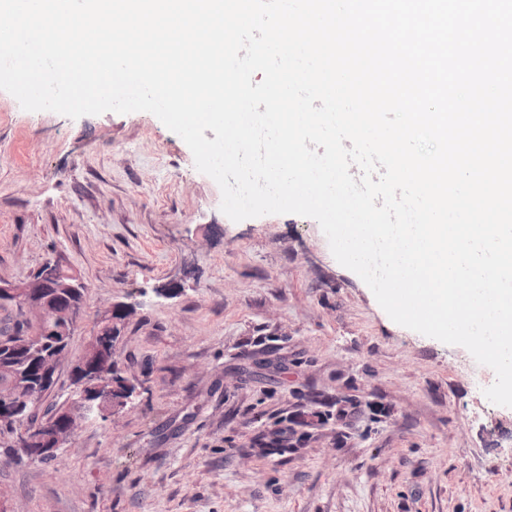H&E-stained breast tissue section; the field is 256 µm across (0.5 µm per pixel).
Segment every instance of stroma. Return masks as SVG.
<instances>
[{
  "label": "stroma",
  "mask_w": 512,
  "mask_h": 512,
  "mask_svg": "<svg viewBox=\"0 0 512 512\" xmlns=\"http://www.w3.org/2000/svg\"><path fill=\"white\" fill-rule=\"evenodd\" d=\"M221 200L151 113L0 90V278L50 261L86 285L74 357L99 312L137 310L132 403L51 463L0 464L5 512H512L494 371L393 322L316 220L235 222Z\"/></svg>",
  "instance_id": "1"
}]
</instances>
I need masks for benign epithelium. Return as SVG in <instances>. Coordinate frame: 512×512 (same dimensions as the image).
<instances>
[{
  "mask_svg": "<svg viewBox=\"0 0 512 512\" xmlns=\"http://www.w3.org/2000/svg\"><path fill=\"white\" fill-rule=\"evenodd\" d=\"M36 287L47 288L49 284L34 276L27 283L0 279V304L21 309L24 319L32 327L45 323L49 317L62 314L70 324V331H75L83 317L84 308L66 307L57 312L45 300L34 298L28 293V289ZM134 313V308L115 303L102 316L110 321L111 328L122 329ZM86 350L98 353L99 364L96 371L89 374L85 355L71 361L72 393L76 399L61 407V411L69 413V417L55 430L46 432L28 427L26 406L18 398L16 390L11 386L0 389V429L17 436L15 446L28 458L38 460L44 456H58L60 449L72 443L83 422L95 417L110 421L132 401L136 393L135 386L129 382L125 372H115L111 357L103 346L91 338ZM68 353L69 348L66 347L46 357L38 373L23 382L28 388L29 398L55 385L59 369L68 358Z\"/></svg>",
  "mask_w": 512,
  "mask_h": 512,
  "instance_id": "7a95c632",
  "label": "benign epithelium"
}]
</instances>
